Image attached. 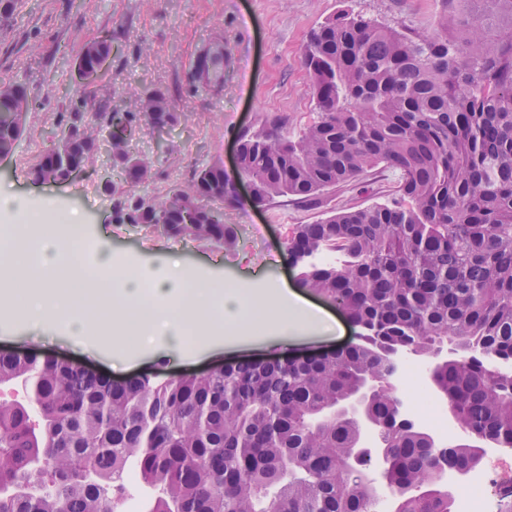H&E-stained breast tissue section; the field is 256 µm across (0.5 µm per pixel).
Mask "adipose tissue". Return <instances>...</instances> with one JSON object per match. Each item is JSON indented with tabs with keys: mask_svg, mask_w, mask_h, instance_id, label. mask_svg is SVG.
<instances>
[{
	"mask_svg": "<svg viewBox=\"0 0 512 512\" xmlns=\"http://www.w3.org/2000/svg\"><path fill=\"white\" fill-rule=\"evenodd\" d=\"M79 257L78 240L61 237L55 225L44 224L38 253L16 243L0 253V267H25L31 276L45 281V288L34 292L20 285L1 287L0 306L10 309L17 323L35 320L48 328L65 320L71 332L79 335L83 332L81 306L86 298L98 297L113 316L106 342L116 349L126 337L147 331L179 348L203 321L210 322L209 334L219 346L227 336L270 332L285 337L305 327L308 320L323 319L317 309L305 314V299L293 289L232 286L220 292L206 281L189 278L180 262L167 259L126 276L120 287H104L105 273L118 262L107 246L99 255L96 271L82 276L74 287L62 275Z\"/></svg>",
	"mask_w": 512,
	"mask_h": 512,
	"instance_id": "obj_1",
	"label": "adipose tissue"
}]
</instances>
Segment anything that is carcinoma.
Listing matches in <instances>:
<instances>
[{
	"label": "carcinoma",
	"instance_id": "obj_1",
	"mask_svg": "<svg viewBox=\"0 0 512 512\" xmlns=\"http://www.w3.org/2000/svg\"><path fill=\"white\" fill-rule=\"evenodd\" d=\"M472 2L456 25L454 0H442L431 34L348 11L326 19L302 58L316 118L290 133L276 116L239 137L238 176L252 181L254 205L285 197L317 206L376 168L396 176L391 203L337 210L287 240L300 287L336 301L357 342L305 361L120 387L73 363L1 355L0 387L26 396L0 401V482L12 487L0 512H109L129 467L141 473L148 512H375V487L350 471L359 423L330 408L366 376L386 377L398 350L433 362L463 437L440 454L430 434L399 419L388 388L368 400L389 455L392 512H451L438 468L465 473L480 464L478 447H512V378L489 363L512 362V0ZM196 61L210 85L224 84L222 44L205 45ZM137 101L152 111L68 113L64 147L84 153L109 133L112 169L126 184L107 180L104 191L122 223L234 247L224 204L239 196L222 160L161 197L129 189L153 166L129 150L130 138L182 118L159 88ZM17 107L0 100V153L23 137ZM323 251L338 261L318 263ZM444 339L453 357L435 362Z\"/></svg>",
	"mask_w": 512,
	"mask_h": 512
}]
</instances>
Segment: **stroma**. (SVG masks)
Wrapping results in <instances>:
<instances>
[{"label":"stroma","mask_w":512,"mask_h":512,"mask_svg":"<svg viewBox=\"0 0 512 512\" xmlns=\"http://www.w3.org/2000/svg\"><path fill=\"white\" fill-rule=\"evenodd\" d=\"M440 0H20L0 21V82L24 86L29 108L25 136L0 165V187L32 208L60 205L80 211L90 240L107 241L121 262L179 259L186 271L214 283H267L292 287L297 271L286 252L294 225L312 224L331 211L384 203L395 182L391 173L368 175L358 186L328 190L319 206L282 198L262 208L243 202L224 209L237 225L239 241L225 250L200 240L175 239L146 225L113 222L112 199L103 177L122 182L107 149H100L81 174L62 184L40 183L32 170L50 145L62 115L103 112L115 102L133 110L137 93L159 88L176 99L182 114L168 152H157L149 129L131 139V151L152 159L148 189L165 195L187 185L197 164L222 158L232 165L239 135L266 118L287 117L290 131L313 118L315 101L302 56L310 31L329 17L352 11L392 26L432 31ZM112 35V54L91 82L79 78L76 60L102 32ZM224 41V87L220 93L193 91L189 77L198 49L214 36ZM355 330L339 319L333 333L310 331L282 340L241 336L213 352L192 345H159L143 355L128 347L121 357L77 342L64 328L0 325V354L32 348L41 355L84 365L121 382L148 372L170 378L243 358L289 359L354 343Z\"/></svg>","instance_id":"stroma-1"}]
</instances>
